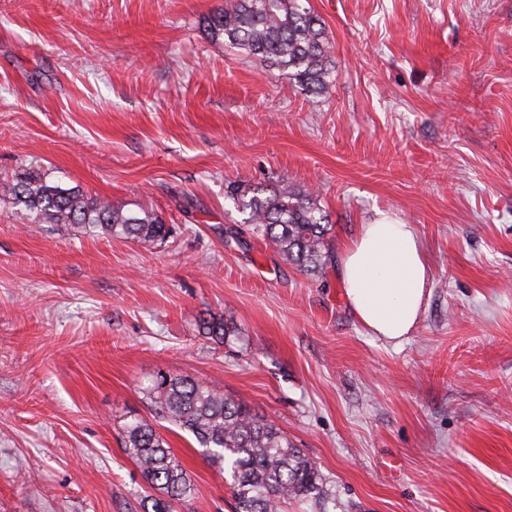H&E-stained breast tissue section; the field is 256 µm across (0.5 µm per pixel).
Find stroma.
I'll return each mask as SVG.
<instances>
[{"label": "stroma", "instance_id": "obj_1", "mask_svg": "<svg viewBox=\"0 0 512 512\" xmlns=\"http://www.w3.org/2000/svg\"><path fill=\"white\" fill-rule=\"evenodd\" d=\"M302 2L323 94L212 42L225 0H0V180L50 169L174 228L88 237L0 202V512H142L121 432L162 374L273 421L335 512H512V0ZM279 181L328 215L322 274L224 239L228 183ZM380 211L430 268L398 346L337 276ZM159 431L194 485L177 512H231L229 474Z\"/></svg>", "mask_w": 512, "mask_h": 512}]
</instances>
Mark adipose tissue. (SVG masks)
Listing matches in <instances>:
<instances>
[{"instance_id":"1","label":"adipose tissue","mask_w":512,"mask_h":512,"mask_svg":"<svg viewBox=\"0 0 512 512\" xmlns=\"http://www.w3.org/2000/svg\"><path fill=\"white\" fill-rule=\"evenodd\" d=\"M428 265L413 225L380 214L345 247L339 280L359 322L371 335L401 343L424 303Z\"/></svg>"}]
</instances>
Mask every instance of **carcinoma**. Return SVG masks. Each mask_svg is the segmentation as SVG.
Here are the masks:
<instances>
[{
  "label": "carcinoma",
  "instance_id": "carcinoma-1",
  "mask_svg": "<svg viewBox=\"0 0 512 512\" xmlns=\"http://www.w3.org/2000/svg\"><path fill=\"white\" fill-rule=\"evenodd\" d=\"M207 28L212 40L288 71L312 93L328 88L325 26L301 0H229L209 16ZM229 198L245 215L243 225L286 263L306 273L323 270L330 224L313 193L286 183L244 190L232 185ZM0 202L33 214L37 223L74 225L91 237L102 232L146 244L170 233L158 214L114 208L51 170L26 169L3 182ZM200 329L221 343L235 333L217 317ZM146 392L156 417L191 435L211 464L229 472L234 512H281L290 502H311L317 512H330L334 498L316 464L244 400L228 398L192 376H162ZM121 438L144 482L160 493L151 499L152 512H171V502L190 497L189 474L151 424L128 422Z\"/></svg>",
  "mask_w": 512,
  "mask_h": 512
}]
</instances>
